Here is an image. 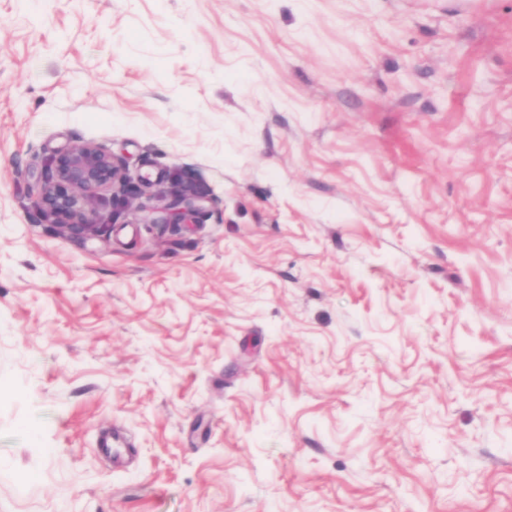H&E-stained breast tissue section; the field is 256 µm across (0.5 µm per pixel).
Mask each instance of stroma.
Instances as JSON below:
<instances>
[{
    "label": "stroma",
    "mask_w": 512,
    "mask_h": 512,
    "mask_svg": "<svg viewBox=\"0 0 512 512\" xmlns=\"http://www.w3.org/2000/svg\"><path fill=\"white\" fill-rule=\"evenodd\" d=\"M0 512H512V0H0ZM51 175L31 190L36 206L64 233L78 238L102 237L105 223L97 203L107 194L113 200L129 180L125 161L95 143L87 142L45 159ZM139 180L145 187H157L156 197L161 202L146 210V224H191L202 202L207 200V195L193 181L185 180L175 172L164 174L155 181L148 176H140Z\"/></svg>",
    "instance_id": "1"
}]
</instances>
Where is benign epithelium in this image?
I'll return each instance as SVG.
<instances>
[{"mask_svg":"<svg viewBox=\"0 0 512 512\" xmlns=\"http://www.w3.org/2000/svg\"><path fill=\"white\" fill-rule=\"evenodd\" d=\"M51 175L31 190L34 204L44 210L47 219L64 233L78 238L102 237L110 224L97 211V203L107 194L117 197V191L129 180L125 161L87 142L64 151L54 152L45 159ZM146 187L156 188L160 204L147 210V224H189L207 195L192 181L169 172L153 181L139 177Z\"/></svg>","mask_w":512,"mask_h":512,"instance_id":"benign-epithelium-1","label":"benign epithelium"}]
</instances>
